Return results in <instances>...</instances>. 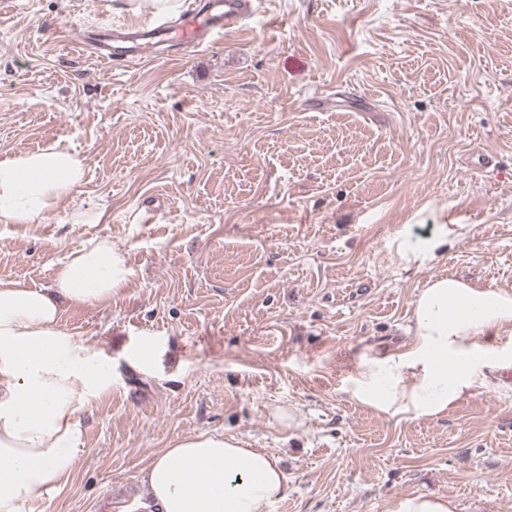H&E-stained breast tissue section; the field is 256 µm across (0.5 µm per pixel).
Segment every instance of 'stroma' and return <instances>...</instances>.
<instances>
[{"label":"stroma","instance_id":"1","mask_svg":"<svg viewBox=\"0 0 512 512\" xmlns=\"http://www.w3.org/2000/svg\"><path fill=\"white\" fill-rule=\"evenodd\" d=\"M150 15L0 11V159L56 142L85 167L34 223L0 225V280L48 287L100 238L128 268L110 302L62 313L112 379L65 483L24 512H143L145 466L200 433L280 459L288 493L269 512H386L417 493L512 512L499 372L430 420L342 390L413 344L427 280L512 290V0H261L215 45L128 67L79 40ZM437 238L424 261L400 251Z\"/></svg>","mask_w":512,"mask_h":512}]
</instances>
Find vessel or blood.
<instances>
[{
    "instance_id": "b4317fda",
    "label": "vessel or blood",
    "mask_w": 512,
    "mask_h": 512,
    "mask_svg": "<svg viewBox=\"0 0 512 512\" xmlns=\"http://www.w3.org/2000/svg\"><path fill=\"white\" fill-rule=\"evenodd\" d=\"M253 16L252 0H206L204 10L184 13L174 23L139 22L133 29L102 24L83 30L81 41L103 62L121 65L148 59L147 45L176 39L197 47L215 44L224 33L242 29Z\"/></svg>"
}]
</instances>
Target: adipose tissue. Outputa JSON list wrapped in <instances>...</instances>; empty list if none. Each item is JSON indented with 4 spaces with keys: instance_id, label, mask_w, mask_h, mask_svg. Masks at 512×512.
<instances>
[{
    "instance_id": "1",
    "label": "adipose tissue",
    "mask_w": 512,
    "mask_h": 512,
    "mask_svg": "<svg viewBox=\"0 0 512 512\" xmlns=\"http://www.w3.org/2000/svg\"><path fill=\"white\" fill-rule=\"evenodd\" d=\"M84 178L81 159L52 143L0 160V224H29ZM123 257L101 239L74 250L53 283L0 281V512H24L58 488L84 436L81 413L110 382L108 370L60 327L63 306L111 301L126 278ZM410 349L360 365L344 392L406 421L447 415L512 368V350L491 345L512 328V291L440 276L413 301ZM149 512H268L288 478L263 448L201 433L163 450L146 467Z\"/></svg>"
}]
</instances>
